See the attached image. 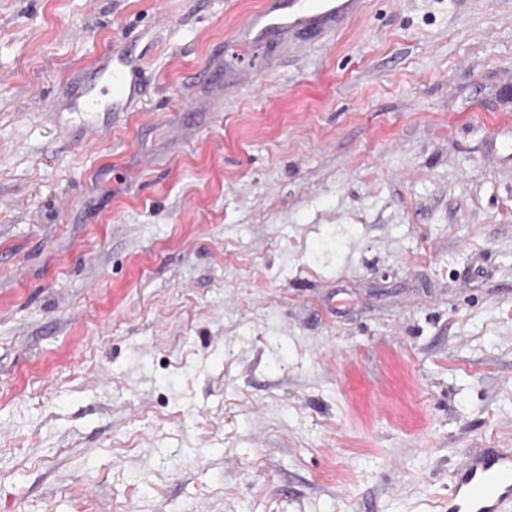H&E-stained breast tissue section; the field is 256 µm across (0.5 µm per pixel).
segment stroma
Masks as SVG:
<instances>
[{
    "label": "stroma",
    "mask_w": 512,
    "mask_h": 512,
    "mask_svg": "<svg viewBox=\"0 0 512 512\" xmlns=\"http://www.w3.org/2000/svg\"><path fill=\"white\" fill-rule=\"evenodd\" d=\"M260 5L0 0V512H445L512 448V0L233 55ZM140 88L132 75L131 60L128 55L121 54L116 62L100 66L94 80L83 87L78 93L77 112H99L102 109V95L109 94L112 106L134 98Z\"/></svg>",
    "instance_id": "stroma-1"
}]
</instances>
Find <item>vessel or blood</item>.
<instances>
[{"label": "vessel or blood", "instance_id": "b4317fda", "mask_svg": "<svg viewBox=\"0 0 512 512\" xmlns=\"http://www.w3.org/2000/svg\"><path fill=\"white\" fill-rule=\"evenodd\" d=\"M364 0H264L249 14L234 36L235 42L259 41L272 30L330 24L362 13ZM139 93L131 60L119 55L100 66L92 82L81 87L77 109L97 112L104 97L121 104ZM512 505V448H492L468 458L455 471L448 490L447 512H504Z\"/></svg>", "mask_w": 512, "mask_h": 512}]
</instances>
